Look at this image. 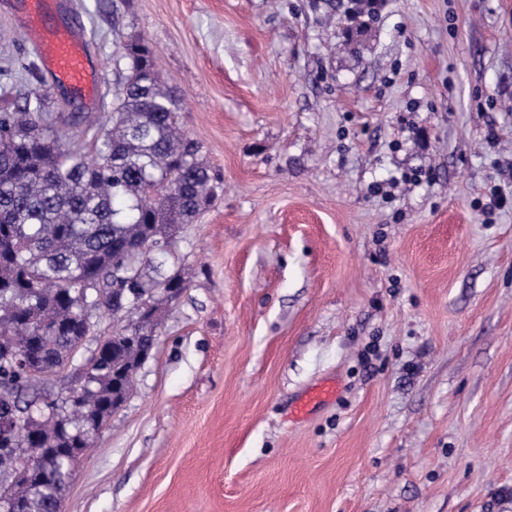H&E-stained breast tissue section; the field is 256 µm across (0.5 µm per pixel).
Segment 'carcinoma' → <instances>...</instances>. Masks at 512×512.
<instances>
[{
  "label": "carcinoma",
  "mask_w": 512,
  "mask_h": 512,
  "mask_svg": "<svg viewBox=\"0 0 512 512\" xmlns=\"http://www.w3.org/2000/svg\"><path fill=\"white\" fill-rule=\"evenodd\" d=\"M122 58L127 74L104 122L76 113L61 134L38 92L0 109V349L11 353L0 357V418L33 424L40 439L37 449L26 435L0 439V480L14 478L20 512H62L80 454L130 393L132 366L173 302L160 281L187 288L182 267L149 275L156 259L141 246L193 223L223 188L200 143L180 133L181 99L145 39L125 43ZM127 284L155 313L112 305V289ZM103 314L127 325L105 352L79 359L85 322ZM30 354L37 380L21 364ZM70 360L78 384L60 398L47 383ZM38 457L50 473L21 470Z\"/></svg>",
  "instance_id": "carcinoma-1"
}]
</instances>
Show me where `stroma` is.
Here are the masks:
<instances>
[{"label":"stroma","mask_w":512,"mask_h":512,"mask_svg":"<svg viewBox=\"0 0 512 512\" xmlns=\"http://www.w3.org/2000/svg\"><path fill=\"white\" fill-rule=\"evenodd\" d=\"M19 3L0 63L67 125ZM65 3L100 115L145 38L224 190L63 512H512V0Z\"/></svg>","instance_id":"obj_1"}]
</instances>
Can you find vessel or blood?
Returning <instances> with one entry per match:
<instances>
[{"label":"vessel or blood","instance_id":"b4317fda","mask_svg":"<svg viewBox=\"0 0 512 512\" xmlns=\"http://www.w3.org/2000/svg\"><path fill=\"white\" fill-rule=\"evenodd\" d=\"M62 0H23L19 16L36 47L50 87L63 90L88 105L98 104V75L91 48L81 29L56 22Z\"/></svg>","mask_w":512,"mask_h":512}]
</instances>
